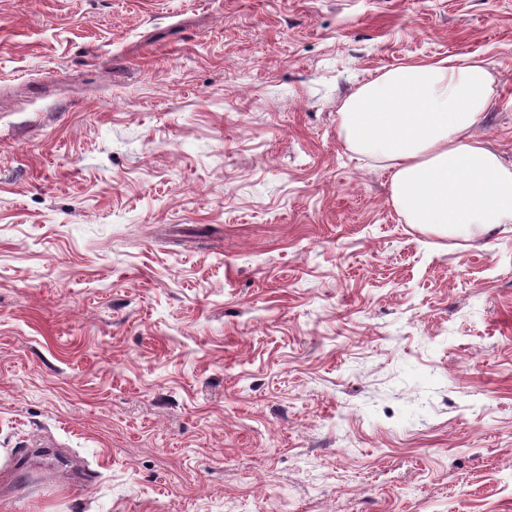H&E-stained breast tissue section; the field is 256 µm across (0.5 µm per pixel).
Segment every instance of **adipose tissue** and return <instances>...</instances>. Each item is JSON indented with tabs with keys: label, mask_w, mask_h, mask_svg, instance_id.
<instances>
[{
	"label": "adipose tissue",
	"mask_w": 512,
	"mask_h": 512,
	"mask_svg": "<svg viewBox=\"0 0 512 512\" xmlns=\"http://www.w3.org/2000/svg\"><path fill=\"white\" fill-rule=\"evenodd\" d=\"M492 83L483 61L448 57L390 69L345 100L349 149L390 171L409 223L468 237L512 223V168L474 133Z\"/></svg>",
	"instance_id": "obj_1"
}]
</instances>
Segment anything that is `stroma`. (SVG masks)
I'll return each instance as SVG.
<instances>
[{
  "instance_id": "stroma-1",
  "label": "stroma",
  "mask_w": 512,
  "mask_h": 512,
  "mask_svg": "<svg viewBox=\"0 0 512 512\" xmlns=\"http://www.w3.org/2000/svg\"><path fill=\"white\" fill-rule=\"evenodd\" d=\"M512 0H0L6 512H512V223H408L339 111Z\"/></svg>"
}]
</instances>
